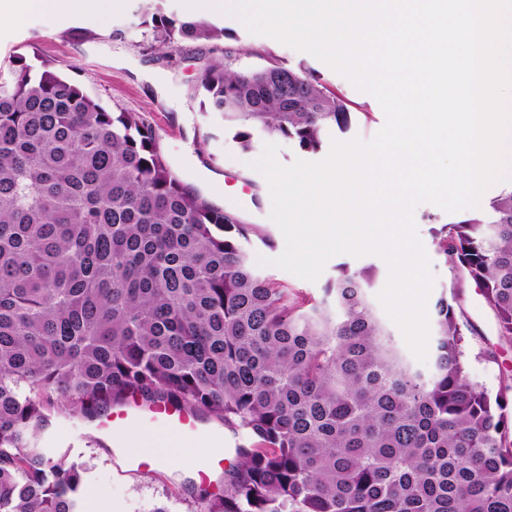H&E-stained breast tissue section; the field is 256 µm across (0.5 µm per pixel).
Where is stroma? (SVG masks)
<instances>
[{"label":"stroma","instance_id":"stroma-1","mask_svg":"<svg viewBox=\"0 0 512 512\" xmlns=\"http://www.w3.org/2000/svg\"><path fill=\"white\" fill-rule=\"evenodd\" d=\"M162 7L179 20L189 19L180 0H115L102 18L74 10L58 17L34 14L17 25H0V68L9 67L14 56L35 57L65 65L66 75L77 81L106 108H122L139 113L154 128L160 150L169 167L188 186L216 206L235 212L244 223L260 224L270 232L274 244L260 248L259 256L271 259L282 252L283 234L270 218L265 202L267 182L249 167V159L263 152L264 138H255L243 149L220 114L206 111L199 76L204 62L232 58L238 70H257L273 64L312 70L330 90L345 100L351 114L346 131L324 133L315 152H301L288 139H278V161L285 166L295 159L320 161L327 157L332 140H370L384 125L385 115L378 101L357 90L347 79L313 55L295 50L270 37L250 33L230 16L216 18L224 35L213 41H185L180 48L153 47L148 28L142 27L144 12ZM470 210L448 213L430 204H420L414 214L417 232L436 276L432 298L450 296L454 273L437 242L445 224L470 217ZM350 270L375 267L378 295L388 280V267L375 255L332 257L317 281L297 277L275 266L265 274L289 286L322 297L327 280L335 278L340 265ZM465 318L474 324L477 335L467 338L469 374L473 382L489 391L512 382V343L501 340L495 318L474 283L463 288ZM162 436L174 448L177 462L172 466H146L134 474H120L112 456L114 446L135 452L139 436ZM41 447L68 453L83 464L87 481L85 500H98L103 512H152L160 505L172 512H189L191 490L197 487L195 472L205 466L211 451L201 440L189 435L166 434L159 422L134 423L118 437L97 435L91 423L68 415L58 416L40 437Z\"/></svg>","mask_w":512,"mask_h":512}]
</instances>
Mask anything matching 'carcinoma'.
I'll return each instance as SVG.
<instances>
[{
	"label": "carcinoma",
	"mask_w": 512,
	"mask_h": 512,
	"mask_svg": "<svg viewBox=\"0 0 512 512\" xmlns=\"http://www.w3.org/2000/svg\"><path fill=\"white\" fill-rule=\"evenodd\" d=\"M173 48L224 28L151 13ZM199 87L235 129L304 150L347 128L306 68L214 61ZM259 224L204 199L153 127L111 111L52 63L0 79V512H86V468L37 445L55 413L94 421L127 400L209 414L240 437L224 493L195 512H512L506 396L470 379L462 294L438 299L427 376L394 343L363 272L336 307L263 274ZM438 248L512 342V189L445 226Z\"/></svg>",
	"instance_id": "1"
}]
</instances>
